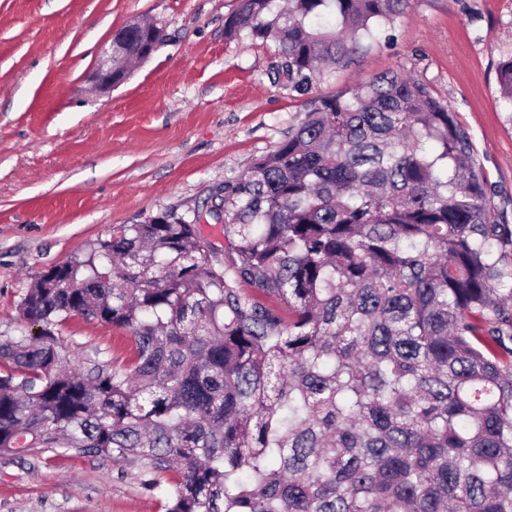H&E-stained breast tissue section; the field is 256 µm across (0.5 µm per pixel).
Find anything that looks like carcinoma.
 Returning a JSON list of instances; mask_svg holds the SVG:
<instances>
[{"label":"carcinoma","mask_w":512,"mask_h":512,"mask_svg":"<svg viewBox=\"0 0 512 512\" xmlns=\"http://www.w3.org/2000/svg\"><path fill=\"white\" fill-rule=\"evenodd\" d=\"M412 0H239L224 37L271 40L306 94ZM161 28L134 22L113 79ZM512 105V56L499 62ZM208 214L116 224L42 272L37 334L0 340V455L141 461L165 512H512V224L471 134L402 71L301 103ZM247 283L259 296L242 292ZM125 330L70 365V317Z\"/></svg>","instance_id":"1"}]
</instances>
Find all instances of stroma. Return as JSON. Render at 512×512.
I'll return each mask as SVG.
<instances>
[{"instance_id": "1", "label": "stroma", "mask_w": 512, "mask_h": 512, "mask_svg": "<svg viewBox=\"0 0 512 512\" xmlns=\"http://www.w3.org/2000/svg\"><path fill=\"white\" fill-rule=\"evenodd\" d=\"M238 0H0V336L30 333L20 302L39 273L82 254L113 225L162 211L202 213L214 191L276 148L302 118L276 80L272 41L229 40ZM164 43L126 80L87 76L102 44L133 19ZM512 55V0H414L354 64L314 86L333 94L387 70L406 72L473 137L496 212L512 222V112L497 76ZM71 365L125 360V331L76 315L62 327ZM142 464L33 452L0 458V512H163Z\"/></svg>"}]
</instances>
